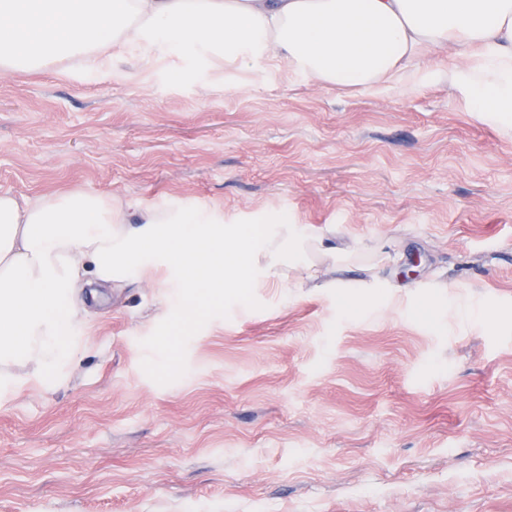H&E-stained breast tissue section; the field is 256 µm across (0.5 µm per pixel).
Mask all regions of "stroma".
I'll use <instances>...</instances> for the list:
<instances>
[{
  "label": "stroma",
  "instance_id": "obj_1",
  "mask_svg": "<svg viewBox=\"0 0 512 512\" xmlns=\"http://www.w3.org/2000/svg\"><path fill=\"white\" fill-rule=\"evenodd\" d=\"M61 189L130 222L279 214L356 255L184 333L175 285L84 298L57 385L0 384V512H512V133L454 88L186 52L0 72V193Z\"/></svg>",
  "mask_w": 512,
  "mask_h": 512
}]
</instances>
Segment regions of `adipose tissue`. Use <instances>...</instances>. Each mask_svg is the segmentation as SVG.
I'll list each match as a JSON object with an SVG mask.
<instances>
[{
  "label": "adipose tissue",
  "instance_id": "ef3b65f1",
  "mask_svg": "<svg viewBox=\"0 0 512 512\" xmlns=\"http://www.w3.org/2000/svg\"><path fill=\"white\" fill-rule=\"evenodd\" d=\"M455 46L464 68L426 59ZM188 48L250 72L270 62L339 89L418 91L447 79L475 114L512 131V0H0V71L67 59L99 71L112 53ZM111 196L61 190L35 200L0 193V379L34 364L51 378L73 356L82 292L132 278L177 281L185 299L285 286L282 268L333 239L277 216L227 224L185 207H146L136 223Z\"/></svg>",
  "mask_w": 512,
  "mask_h": 512
}]
</instances>
